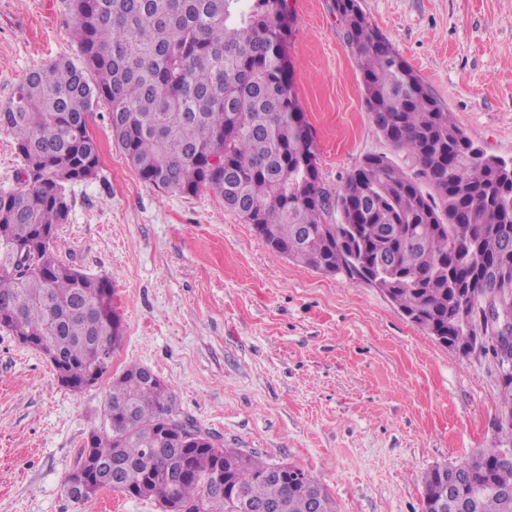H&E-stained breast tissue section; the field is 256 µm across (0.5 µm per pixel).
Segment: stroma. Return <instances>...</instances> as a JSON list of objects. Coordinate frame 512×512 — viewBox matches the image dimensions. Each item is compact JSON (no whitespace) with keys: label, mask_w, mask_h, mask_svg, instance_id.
<instances>
[{"label":"stroma","mask_w":512,"mask_h":512,"mask_svg":"<svg viewBox=\"0 0 512 512\" xmlns=\"http://www.w3.org/2000/svg\"><path fill=\"white\" fill-rule=\"evenodd\" d=\"M288 55L323 181L340 188L389 152L361 96L333 0H289ZM438 103L487 153L512 157V0H360ZM69 0H0V106L27 73L79 60ZM96 179L67 189L54 251L109 278L123 325L110 368L81 390L0 328V512H159L109 489L75 501L64 481L109 386L152 370L181 416L269 462L308 471L339 512H422L423 477L492 446L502 409L492 354L436 342L376 289L273 251L221 199L144 183L95 115Z\"/></svg>","instance_id":"obj_1"}]
</instances>
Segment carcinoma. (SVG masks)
<instances>
[{"label": "carcinoma", "mask_w": 512, "mask_h": 512, "mask_svg": "<svg viewBox=\"0 0 512 512\" xmlns=\"http://www.w3.org/2000/svg\"><path fill=\"white\" fill-rule=\"evenodd\" d=\"M82 56L26 75L0 107L21 163L20 186L0 190V326L80 390L122 338L112 282L58 260L66 185L97 176L91 132L98 108L115 146L162 192L219 197L274 251L318 272L372 288L448 344L493 354L500 369L497 440L423 477V512L446 497L467 512H512V346L485 322L480 296L512 307V162L487 153L442 108L359 0H333L356 58L375 132L404 167L369 154L339 189L320 175L316 147L291 85L288 0H71ZM469 319H460L462 309ZM130 365L112 381L105 426L77 463L99 464L98 487L135 498L169 496L179 512H239L281 502L286 512H337L328 490L288 462L217 446L179 419L173 394Z\"/></svg>", "instance_id": "1"}]
</instances>
